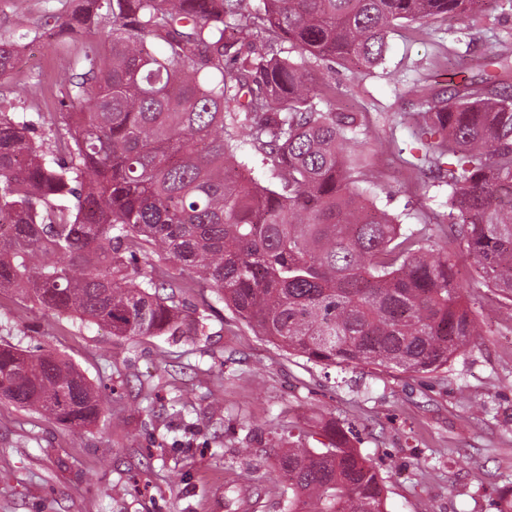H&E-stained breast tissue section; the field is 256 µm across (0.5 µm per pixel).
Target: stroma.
Returning <instances> with one entry per match:
<instances>
[{"instance_id":"obj_1","label":"stroma","mask_w":512,"mask_h":512,"mask_svg":"<svg viewBox=\"0 0 512 512\" xmlns=\"http://www.w3.org/2000/svg\"><path fill=\"white\" fill-rule=\"evenodd\" d=\"M512 42V0H487L465 20L398 29L383 64L361 75L321 62L316 84L359 113L363 187L424 244L445 250L480 334L428 374L372 366L322 367L248 327L211 288L178 299L205 318L193 338L110 335L0 290V344L52 350L109 391L104 415L73 433L0 401V512H283L282 479L260 435L279 421L325 443L326 426L354 428L352 444L380 471L387 512H492L512 482V305L486 285L448 221V188L413 166L409 115L423 87L459 71L480 81V58ZM82 38L33 42L0 77V109L34 125L59 109L55 74ZM484 486L471 481L472 469Z\"/></svg>"}]
</instances>
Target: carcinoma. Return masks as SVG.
I'll list each match as a JSON object with an SVG mask.
<instances>
[{"mask_svg": "<svg viewBox=\"0 0 512 512\" xmlns=\"http://www.w3.org/2000/svg\"><path fill=\"white\" fill-rule=\"evenodd\" d=\"M483 0H68L0 35V76L49 27L98 33L56 78L61 112L43 150L0 111V288L113 336H201L161 266L195 283L288 353L327 366L430 373L478 335L448 256L402 232L359 186V114L340 112L314 63L372 69L399 27L462 19ZM295 51L299 59L286 53ZM478 83L419 99L420 163L448 186V220L486 284L512 301V43ZM83 69V82L70 71ZM243 129L279 184L230 171ZM0 392L73 432L106 397L70 360L0 344ZM274 464L285 512H386L383 478L340 428L305 448L288 428Z\"/></svg>", "mask_w": 512, "mask_h": 512, "instance_id": "carcinoma-1", "label": "carcinoma"}]
</instances>
